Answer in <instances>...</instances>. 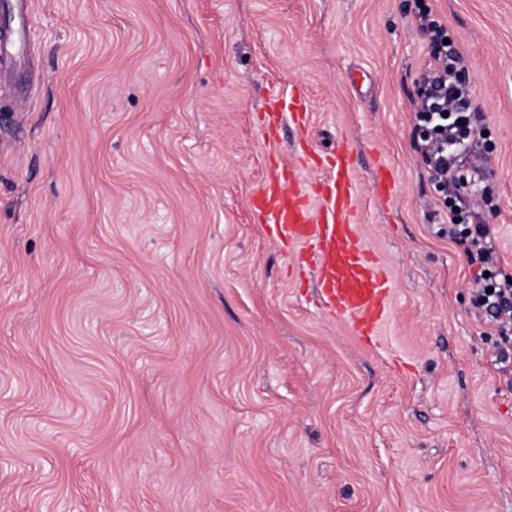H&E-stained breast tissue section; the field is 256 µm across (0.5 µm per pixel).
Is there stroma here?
Wrapping results in <instances>:
<instances>
[{
	"label": "stroma",
	"instance_id": "stroma-1",
	"mask_svg": "<svg viewBox=\"0 0 512 512\" xmlns=\"http://www.w3.org/2000/svg\"><path fill=\"white\" fill-rule=\"evenodd\" d=\"M426 16L472 95L457 203L512 275V0H33L0 112V512H512V363L418 148ZM294 85L312 144L356 152L375 347L251 209Z\"/></svg>",
	"mask_w": 512,
	"mask_h": 512
}]
</instances>
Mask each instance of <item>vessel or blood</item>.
<instances>
[{
    "label": "vessel or blood",
    "mask_w": 512,
    "mask_h": 512,
    "mask_svg": "<svg viewBox=\"0 0 512 512\" xmlns=\"http://www.w3.org/2000/svg\"><path fill=\"white\" fill-rule=\"evenodd\" d=\"M32 30L29 0H9L8 20L0 28V83L14 103L30 85ZM309 103L298 87L270 98L261 114L266 139L277 138L284 122L299 130L296 158L278 166L253 194L251 205L286 248H296L312 273L323 313L344 323L362 342L377 343L388 312L393 281L369 249L357 224L358 183L354 148L340 140L335 149L314 148L306 134ZM314 173L309 182L305 173Z\"/></svg>",
    "instance_id": "vessel-or-blood-1"
}]
</instances>
